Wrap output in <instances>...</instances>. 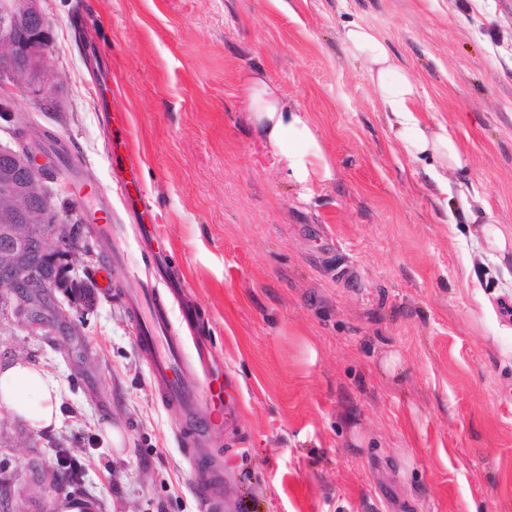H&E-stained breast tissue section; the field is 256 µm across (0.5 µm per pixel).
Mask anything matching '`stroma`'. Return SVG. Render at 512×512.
<instances>
[{"instance_id":"35a3bbf8","label":"stroma","mask_w":512,"mask_h":512,"mask_svg":"<svg viewBox=\"0 0 512 512\" xmlns=\"http://www.w3.org/2000/svg\"><path fill=\"white\" fill-rule=\"evenodd\" d=\"M58 106L11 110L68 144L59 212L109 217L112 249L67 281L82 333L47 342L0 320V366L61 381L54 439L83 487L43 492L49 436L0 408V512H200L177 433L122 306L151 261L114 192L106 141L133 172L221 363L234 430L199 447L225 505L250 512H512V257L450 224L423 162L392 137L342 33L371 30L420 87V118L469 158L482 220L512 230V0H40ZM315 134L331 175L290 176L259 133L253 80ZM400 364L388 369L390 355ZM118 431L111 445L107 430Z\"/></svg>"}]
</instances>
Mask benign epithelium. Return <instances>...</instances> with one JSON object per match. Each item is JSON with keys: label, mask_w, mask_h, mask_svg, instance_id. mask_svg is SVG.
I'll return each instance as SVG.
<instances>
[{"label": "benign epithelium", "mask_w": 512, "mask_h": 512, "mask_svg": "<svg viewBox=\"0 0 512 512\" xmlns=\"http://www.w3.org/2000/svg\"><path fill=\"white\" fill-rule=\"evenodd\" d=\"M39 2L0 0V86L22 87L34 100L52 104L60 82L46 68L51 34ZM52 166L53 158L36 148L0 145V295L29 336H59L68 324L56 286L38 274L35 256L65 273L84 256L80 239L66 247L48 244L63 223L46 177Z\"/></svg>", "instance_id": "7a95c632"}]
</instances>
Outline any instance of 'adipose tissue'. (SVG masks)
<instances>
[{
    "instance_id": "ef3b65f1",
    "label": "adipose tissue",
    "mask_w": 512,
    "mask_h": 512,
    "mask_svg": "<svg viewBox=\"0 0 512 512\" xmlns=\"http://www.w3.org/2000/svg\"><path fill=\"white\" fill-rule=\"evenodd\" d=\"M347 52L361 60L380 100L390 132L405 152L425 161L423 179L440 204L459 207L470 221H477L473 209L477 193L454 190L450 173L466 169L468 161L446 128L433 131L417 116L420 91L394 60L390 47L369 29L354 24L343 32ZM251 105L262 123V133L275 155L296 180H307L318 172L330 177L321 147L300 112L289 110L264 82H255ZM61 384L47 367L15 362L0 367V406L35 432L49 433L62 422Z\"/></svg>"
}]
</instances>
